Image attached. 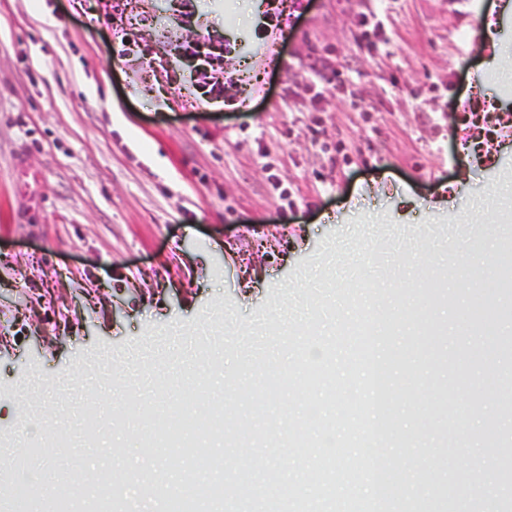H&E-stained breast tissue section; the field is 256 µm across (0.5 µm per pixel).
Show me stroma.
Instances as JSON below:
<instances>
[{"instance_id":"35a3bbf8","label":"stroma","mask_w":512,"mask_h":512,"mask_svg":"<svg viewBox=\"0 0 512 512\" xmlns=\"http://www.w3.org/2000/svg\"><path fill=\"white\" fill-rule=\"evenodd\" d=\"M0 0V442L45 471L44 512L73 459L122 475L127 512H153L208 472L153 466L135 416L164 425L187 394L223 413L198 438L225 477L283 445L272 377L298 334L347 329L363 300L411 294L393 341L396 461L421 455L425 512H444L484 456L486 419H512L501 385L450 363L512 320L470 327L469 291L512 250V141L476 171L465 106L487 66L512 77L501 0H393L385 50L358 54V0ZM500 33L472 47L476 10ZM351 71L310 78L312 53ZM295 97H288V90ZM421 387L404 377L416 360ZM420 439L408 442L410 431Z\"/></svg>"}]
</instances>
